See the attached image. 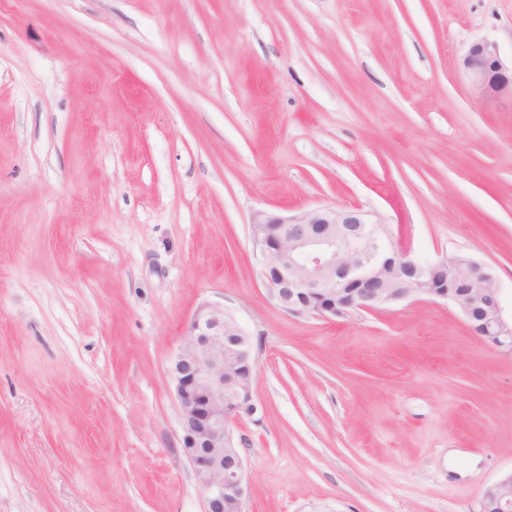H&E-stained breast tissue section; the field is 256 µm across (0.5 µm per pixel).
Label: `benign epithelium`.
<instances>
[{
  "instance_id": "obj_1",
  "label": "benign epithelium",
  "mask_w": 512,
  "mask_h": 512,
  "mask_svg": "<svg viewBox=\"0 0 512 512\" xmlns=\"http://www.w3.org/2000/svg\"><path fill=\"white\" fill-rule=\"evenodd\" d=\"M461 69L486 98L512 97V63L496 42L472 43ZM255 260L270 298L286 313L321 318L380 310L416 297L453 304L469 329L512 353L493 272L458 255L422 263L395 247L387 223L360 208L318 206L291 215L257 211ZM257 361L249 337L224 307L202 304L172 360L184 455L205 492L206 512H245L247 486L232 421L252 410ZM480 512H512V472L487 488Z\"/></svg>"
}]
</instances>
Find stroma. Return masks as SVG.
<instances>
[{"label":"stroma","mask_w":512,"mask_h":512,"mask_svg":"<svg viewBox=\"0 0 512 512\" xmlns=\"http://www.w3.org/2000/svg\"><path fill=\"white\" fill-rule=\"evenodd\" d=\"M512 0H0V512H205L171 359L204 303L257 359L246 512H479L512 354L446 300L281 310L254 212L379 214L512 314ZM460 67L487 99L512 98V57L509 64L496 42L487 39L473 42L460 59Z\"/></svg>","instance_id":"stroma-1"}]
</instances>
